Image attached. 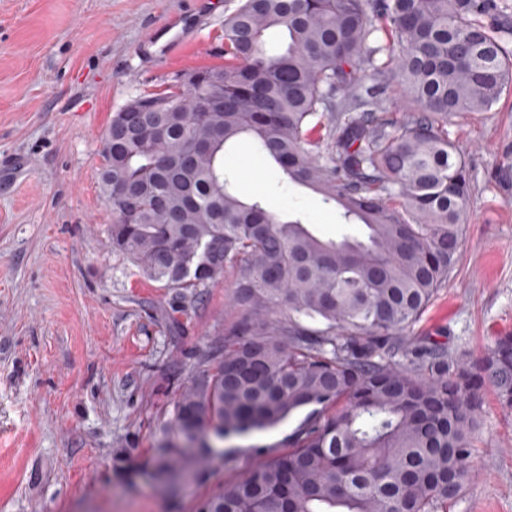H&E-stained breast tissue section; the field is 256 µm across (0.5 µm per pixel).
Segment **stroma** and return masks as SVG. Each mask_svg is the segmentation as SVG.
Segmentation results:
<instances>
[{"label":"stroma","mask_w":512,"mask_h":512,"mask_svg":"<svg viewBox=\"0 0 512 512\" xmlns=\"http://www.w3.org/2000/svg\"><path fill=\"white\" fill-rule=\"evenodd\" d=\"M196 0H0V512H196L253 463L287 452L303 420L218 441L181 483L174 405L240 312L233 277L177 298L108 243L101 134L132 96L224 62L216 0L168 58L135 50ZM470 170L459 262L411 328L476 358L512 333V85L492 109L449 118ZM224 162L244 197L302 213L325 238L364 237L312 191L279 182L248 142ZM451 512H512V411L485 392L476 475Z\"/></svg>","instance_id":"35a3bbf8"}]
</instances>
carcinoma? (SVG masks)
I'll use <instances>...</instances> for the list:
<instances>
[{
  "mask_svg": "<svg viewBox=\"0 0 512 512\" xmlns=\"http://www.w3.org/2000/svg\"><path fill=\"white\" fill-rule=\"evenodd\" d=\"M506 0H240L224 65L129 99L103 133L112 251L181 296L235 275L242 317L174 407L179 437L242 436L311 408L286 454L197 512H448L468 487L481 393L512 409V334L467 361L409 335L456 265L470 194L448 118L512 84ZM282 33L275 49L266 35ZM395 68L410 111L388 112ZM240 139L367 241L318 236L240 196ZM209 464L206 452L183 469Z\"/></svg>",
  "mask_w": 512,
  "mask_h": 512,
  "instance_id": "cac0c4a2",
  "label": "carcinoma"
}]
</instances>
